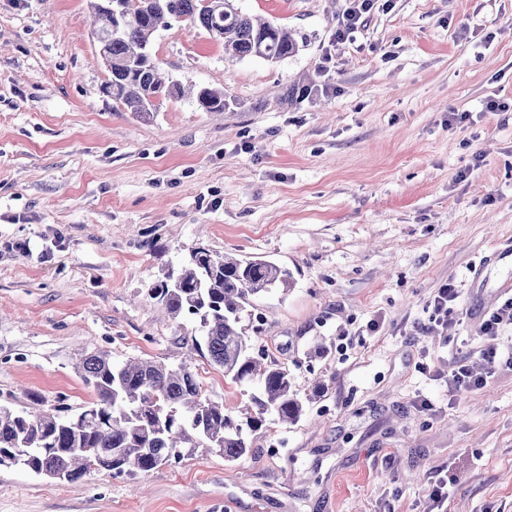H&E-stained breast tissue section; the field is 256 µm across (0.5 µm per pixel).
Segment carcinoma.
<instances>
[{"instance_id":"cac0c4a2","label":"carcinoma","mask_w":512,"mask_h":512,"mask_svg":"<svg viewBox=\"0 0 512 512\" xmlns=\"http://www.w3.org/2000/svg\"><path fill=\"white\" fill-rule=\"evenodd\" d=\"M123 18L115 22L106 0H90L98 27L99 51L109 60L103 94L136 113L151 112L172 96L152 53L155 33L173 21L202 27L224 46L231 62L260 58L278 62L295 55L298 40L279 25L238 10L234 0L224 11H212L206 0H121ZM195 103L204 112L226 108L224 91L202 87ZM293 276L286 267L264 259H238L204 247L192 250L178 268L150 289L174 319L198 324L200 337L180 341L235 383H254L256 415L245 423L224 412V404L203 394L192 366L107 354H88L77 371L94 394L78 414L63 407L16 410L0 405V466H19L36 475L58 472L74 482L91 464L113 475L147 473L180 462L185 453L208 448L234 462L250 451V433L274 415L295 423L305 402L288 367L263 363L255 347L264 318L249 310L252 299L274 289H288Z\"/></svg>"}]
</instances>
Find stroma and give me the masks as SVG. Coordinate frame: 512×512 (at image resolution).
<instances>
[{"label":"stroma","instance_id":"stroma-1","mask_svg":"<svg viewBox=\"0 0 512 512\" xmlns=\"http://www.w3.org/2000/svg\"><path fill=\"white\" fill-rule=\"evenodd\" d=\"M87 3L0 0V404L82 411L75 365L96 351L179 363L195 325L149 292L202 246L291 272L253 304L306 412L266 420L233 463L200 448L72 483L0 466V512H424L441 466L458 478L445 512H512V368L470 392L446 378L462 356L483 369L472 305L512 296V112L485 109L512 101V0H373L342 43L349 0H235L298 52L230 62L172 23L160 67L227 106L175 96L144 115L102 94ZM445 284L443 336L427 326ZM192 366L226 413L252 412L254 385ZM195 103L203 112H222L226 108L224 91L216 88H199L195 93ZM457 290L448 284L438 288L437 294L433 302V317L431 329H441L443 332H448V310L457 299Z\"/></svg>","mask_w":512,"mask_h":512}]
</instances>
